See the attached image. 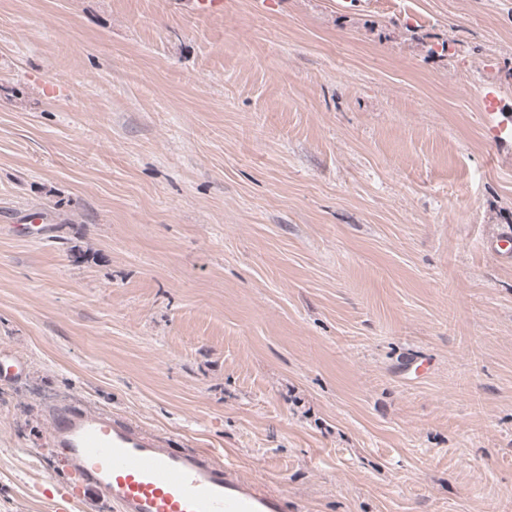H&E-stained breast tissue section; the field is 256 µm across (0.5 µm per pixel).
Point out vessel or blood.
<instances>
[{"mask_svg": "<svg viewBox=\"0 0 512 512\" xmlns=\"http://www.w3.org/2000/svg\"><path fill=\"white\" fill-rule=\"evenodd\" d=\"M56 456L79 486L119 512H284L283 494L206 448L175 449L140 425L76 403L51 406Z\"/></svg>", "mask_w": 512, "mask_h": 512, "instance_id": "vessel-or-blood-1", "label": "vessel or blood"}]
</instances>
